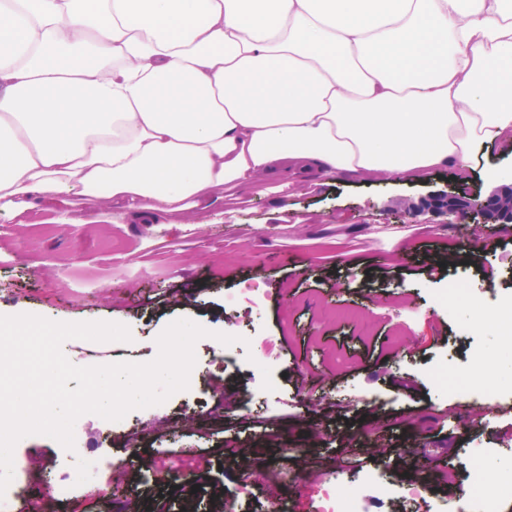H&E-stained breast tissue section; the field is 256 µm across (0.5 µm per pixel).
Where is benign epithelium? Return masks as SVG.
I'll return each instance as SVG.
<instances>
[{"instance_id":"7a95c632","label":"benign epithelium","mask_w":512,"mask_h":512,"mask_svg":"<svg viewBox=\"0 0 512 512\" xmlns=\"http://www.w3.org/2000/svg\"><path fill=\"white\" fill-rule=\"evenodd\" d=\"M425 206L453 217L466 215L473 224H511L512 187L503 186L485 200L466 199L453 192L430 196Z\"/></svg>"}]
</instances>
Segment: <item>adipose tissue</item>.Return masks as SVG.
Instances as JSON below:
<instances>
[{
    "label": "adipose tissue",
    "instance_id": "obj_1",
    "mask_svg": "<svg viewBox=\"0 0 512 512\" xmlns=\"http://www.w3.org/2000/svg\"><path fill=\"white\" fill-rule=\"evenodd\" d=\"M512 133V0H0V210L143 224L265 178L469 168Z\"/></svg>",
    "mask_w": 512,
    "mask_h": 512
}]
</instances>
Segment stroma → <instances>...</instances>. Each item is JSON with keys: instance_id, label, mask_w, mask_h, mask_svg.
Here are the masks:
<instances>
[{"instance_id": "stroma-1", "label": "stroma", "mask_w": 512, "mask_h": 512, "mask_svg": "<svg viewBox=\"0 0 512 512\" xmlns=\"http://www.w3.org/2000/svg\"><path fill=\"white\" fill-rule=\"evenodd\" d=\"M491 164L498 180L484 174ZM511 183L512 149L497 142L463 174L410 172L394 185L347 177L284 200L255 187L190 223L141 224L105 200L47 196L1 210L0 315L130 329L128 343L67 340L74 365L150 361L178 318L209 331L195 345V387L118 423L87 414L75 425L76 451L108 464L63 504L50 490L66 450L44 435L20 440L14 456L35 497L21 512H120L130 496L153 512H268L299 480L320 503L332 478L356 480L361 512H437L466 491L472 446L484 450V485L512 479V340L482 320L512 302V231L424 207L442 190L482 200ZM283 206L299 225L277 221ZM452 282L471 284L473 304L443 303ZM248 284L261 288V306H225ZM216 331L239 339L229 365L216 360ZM479 366L489 381L473 377ZM412 447L434 474L429 495L410 504ZM376 465L391 471L387 492L365 478Z\"/></svg>"}]
</instances>
